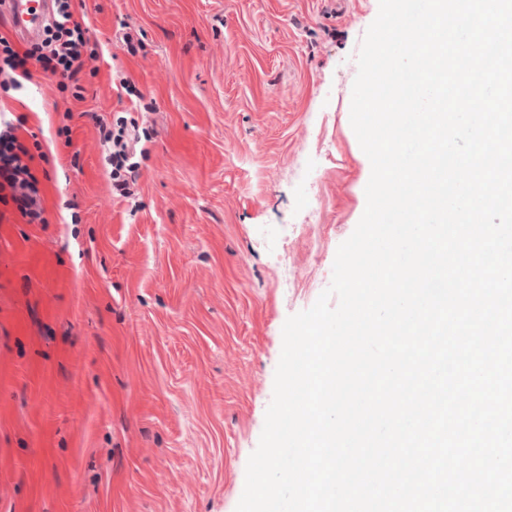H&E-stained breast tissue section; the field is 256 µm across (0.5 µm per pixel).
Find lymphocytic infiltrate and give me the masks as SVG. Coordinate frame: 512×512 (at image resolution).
Listing matches in <instances>:
<instances>
[{"mask_svg":"<svg viewBox=\"0 0 512 512\" xmlns=\"http://www.w3.org/2000/svg\"><path fill=\"white\" fill-rule=\"evenodd\" d=\"M53 4V16L41 43L21 47L0 34V80L4 83L21 87L30 77L29 64L33 61L49 76L74 81L86 60L93 58L89 31L75 20L72 0H53ZM135 151V143L127 141L124 134L113 135L109 154L112 191L124 198L134 195L138 181L132 160ZM32 161V154L13 127L0 130V192H9L21 215L33 223L42 221L44 208Z\"/></svg>","mask_w":512,"mask_h":512,"instance_id":"1","label":"lymphocytic infiltrate"}]
</instances>
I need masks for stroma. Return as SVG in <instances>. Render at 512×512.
Here are the masks:
<instances>
[{
    "label": "stroma",
    "mask_w": 512,
    "mask_h": 512,
    "mask_svg": "<svg viewBox=\"0 0 512 512\" xmlns=\"http://www.w3.org/2000/svg\"><path fill=\"white\" fill-rule=\"evenodd\" d=\"M378 10L77 0L97 45L78 86L35 63L0 86L45 208L29 224L0 202V512H235L283 325L366 207L350 106ZM125 124L143 147L129 202L100 134Z\"/></svg>",
    "instance_id": "stroma-1"
}]
</instances>
